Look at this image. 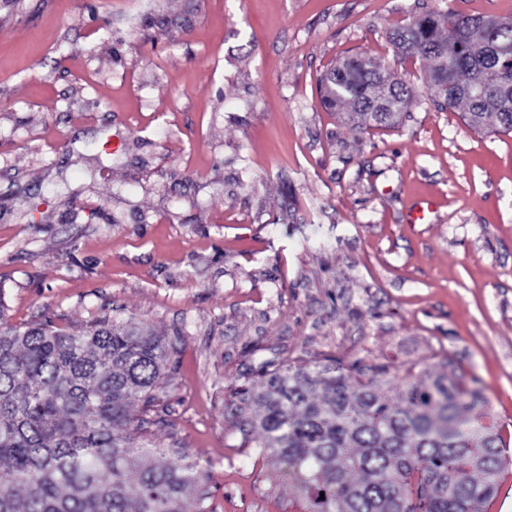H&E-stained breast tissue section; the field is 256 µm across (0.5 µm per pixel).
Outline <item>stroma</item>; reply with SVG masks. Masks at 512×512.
Returning a JSON list of instances; mask_svg holds the SVG:
<instances>
[{
    "label": "stroma",
    "instance_id": "stroma-1",
    "mask_svg": "<svg viewBox=\"0 0 512 512\" xmlns=\"http://www.w3.org/2000/svg\"><path fill=\"white\" fill-rule=\"evenodd\" d=\"M512 0H0V300L17 326L110 313L170 352L136 436L189 456L205 512H300L236 389L287 364L455 373L512 456V134L441 109L393 27ZM415 87L359 131L318 78Z\"/></svg>",
    "mask_w": 512,
    "mask_h": 512
}]
</instances>
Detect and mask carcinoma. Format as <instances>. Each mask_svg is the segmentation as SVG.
<instances>
[{
  "label": "carcinoma",
  "mask_w": 512,
  "mask_h": 512,
  "mask_svg": "<svg viewBox=\"0 0 512 512\" xmlns=\"http://www.w3.org/2000/svg\"><path fill=\"white\" fill-rule=\"evenodd\" d=\"M457 11L399 25L391 46L425 63L447 108L477 131L512 133V24ZM323 104L361 130L394 128L415 88L365 60L319 78ZM168 363L145 325L104 317L77 334L12 325L0 302V512H203L201 472L133 437L131 402L155 399ZM384 368L287 366L235 392L250 441L286 464L303 512H479L509 457L486 403L448 368L404 377Z\"/></svg>",
  "instance_id": "cac0c4a2"
}]
</instances>
